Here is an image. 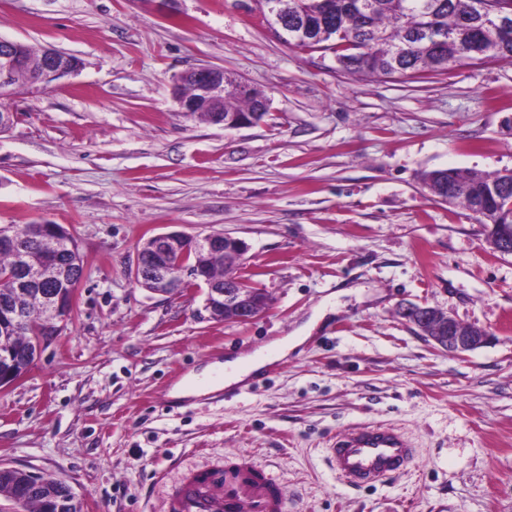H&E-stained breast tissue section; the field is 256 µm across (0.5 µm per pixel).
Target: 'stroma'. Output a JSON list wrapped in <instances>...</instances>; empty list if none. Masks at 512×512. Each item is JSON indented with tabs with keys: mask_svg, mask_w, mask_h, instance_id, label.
I'll use <instances>...</instances> for the list:
<instances>
[{
	"mask_svg": "<svg viewBox=\"0 0 512 512\" xmlns=\"http://www.w3.org/2000/svg\"><path fill=\"white\" fill-rule=\"evenodd\" d=\"M258 0H0V37L76 56L44 91L18 85L0 135V225L62 224L84 259L74 311L0 391V464L68 483L83 512H165L201 468L246 455L288 512H512V254L434 196L425 172L512 169V61L362 79L282 42ZM214 66L262 90L258 124L180 112L176 76ZM179 229L243 240L240 277L270 305L216 322L205 291L137 286L140 242ZM304 343L271 359L322 303ZM418 303L484 328L439 349L399 314ZM268 356L210 395L176 384ZM376 422L415 456L367 487L325 448Z\"/></svg>",
	"mask_w": 512,
	"mask_h": 512,
	"instance_id": "35a3bbf8",
	"label": "stroma"
}]
</instances>
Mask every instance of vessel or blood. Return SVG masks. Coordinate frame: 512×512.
Instances as JSON below:
<instances>
[{
  "label": "vessel or blood",
  "instance_id": "b4317fda",
  "mask_svg": "<svg viewBox=\"0 0 512 512\" xmlns=\"http://www.w3.org/2000/svg\"><path fill=\"white\" fill-rule=\"evenodd\" d=\"M413 456L408 439L380 425L337 432L328 448L332 468L354 487L400 474ZM166 512H286V496L271 473L244 457L190 475L171 491Z\"/></svg>",
  "mask_w": 512,
  "mask_h": 512
}]
</instances>
